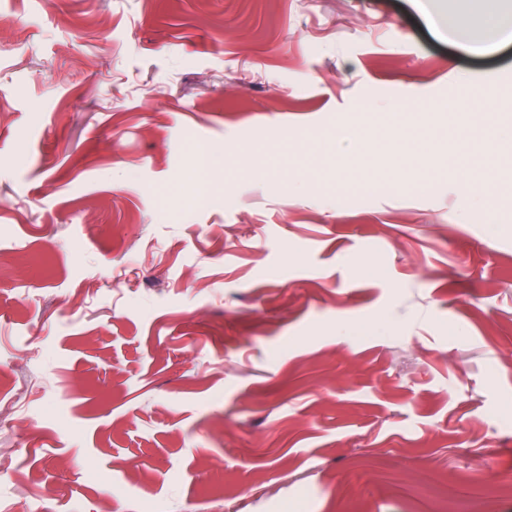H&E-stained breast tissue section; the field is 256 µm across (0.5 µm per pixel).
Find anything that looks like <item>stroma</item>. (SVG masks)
<instances>
[{"label": "stroma", "mask_w": 512, "mask_h": 512, "mask_svg": "<svg viewBox=\"0 0 512 512\" xmlns=\"http://www.w3.org/2000/svg\"><path fill=\"white\" fill-rule=\"evenodd\" d=\"M437 2L0 0V512H512V44ZM460 94V104L463 108L471 112H486L487 123L490 125L495 124L496 113L493 111V103L496 99V93L494 90L486 89L480 94H475L467 82H462L460 84ZM478 102L483 105L482 107L475 108L474 105Z\"/></svg>", "instance_id": "1"}]
</instances>
